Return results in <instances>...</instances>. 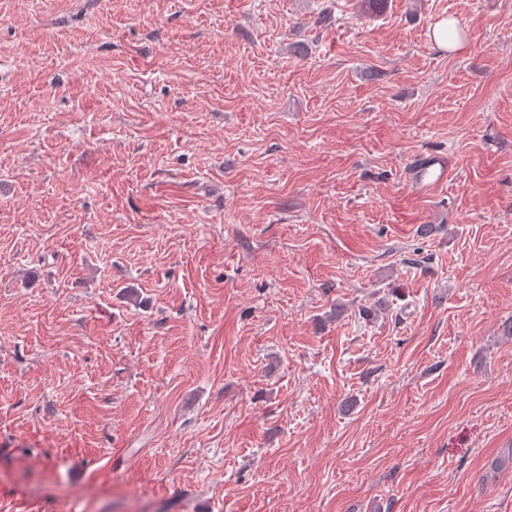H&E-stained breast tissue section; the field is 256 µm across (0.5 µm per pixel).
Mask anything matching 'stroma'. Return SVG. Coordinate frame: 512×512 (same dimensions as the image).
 Returning a JSON list of instances; mask_svg holds the SVG:
<instances>
[{
  "label": "stroma",
  "instance_id": "obj_1",
  "mask_svg": "<svg viewBox=\"0 0 512 512\" xmlns=\"http://www.w3.org/2000/svg\"><path fill=\"white\" fill-rule=\"evenodd\" d=\"M511 324L512 0H0V512H512ZM433 39L443 50H456L462 47L460 31L454 20L443 19L433 29ZM412 175H415L416 186L423 190H433L448 182L450 173L445 163L436 161L426 166L418 167Z\"/></svg>",
  "mask_w": 512,
  "mask_h": 512
}]
</instances>
